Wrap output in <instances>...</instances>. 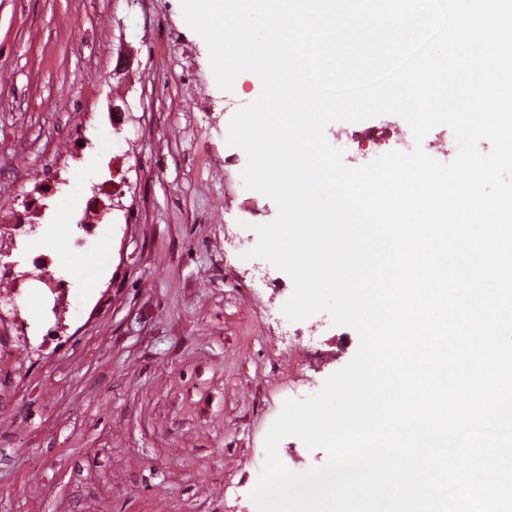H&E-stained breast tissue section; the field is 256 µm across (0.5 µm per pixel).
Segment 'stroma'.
Returning a JSON list of instances; mask_svg holds the SVG:
<instances>
[{
    "mask_svg": "<svg viewBox=\"0 0 512 512\" xmlns=\"http://www.w3.org/2000/svg\"><path fill=\"white\" fill-rule=\"evenodd\" d=\"M261 90L252 73L219 89L180 0H0V201L20 204L21 173L88 121L84 193L127 183L97 288L73 283L66 335L0 360V512H256L285 400L355 356L356 330L325 313L289 321L290 277L247 256L278 209L244 188L246 154L226 136ZM68 93L87 111L60 113ZM121 99L132 118L118 132ZM278 454L294 473L328 462L295 436Z\"/></svg>",
    "mask_w": 512,
    "mask_h": 512,
    "instance_id": "35a3bbf8",
    "label": "stroma"
}]
</instances>
